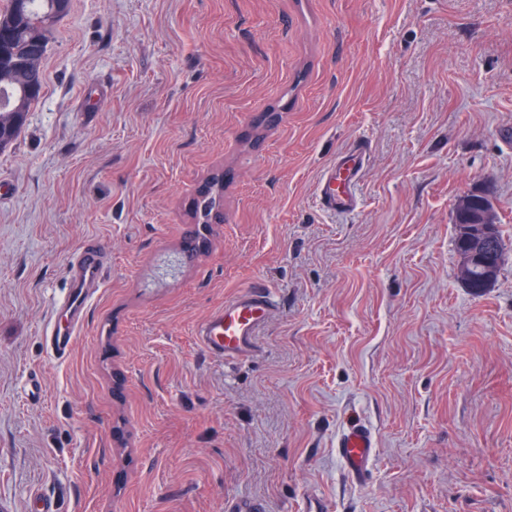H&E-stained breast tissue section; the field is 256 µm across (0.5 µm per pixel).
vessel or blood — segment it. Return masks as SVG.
<instances>
[{"instance_id":"vessel-or-blood-1","label":"vessel or blood","mask_w":512,"mask_h":512,"mask_svg":"<svg viewBox=\"0 0 512 512\" xmlns=\"http://www.w3.org/2000/svg\"><path fill=\"white\" fill-rule=\"evenodd\" d=\"M365 156V145L354 143L325 170L318 185V198L324 210L336 214L354 206L355 186ZM104 261L105 252L95 243L83 246L73 257L67 272L69 289L61 302L66 324L53 326L44 338L53 357L64 358L72 350L89 306L103 284ZM274 310L268 292L245 289L201 322L197 330L199 343L208 353L227 359L249 356L256 351L259 332ZM336 448L349 473L364 478L374 454L372 430L362 422H351L341 433Z\"/></svg>"}]
</instances>
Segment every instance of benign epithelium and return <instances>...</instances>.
Returning <instances> with one entry per match:
<instances>
[{"label": "benign epithelium", "mask_w": 512, "mask_h": 512, "mask_svg": "<svg viewBox=\"0 0 512 512\" xmlns=\"http://www.w3.org/2000/svg\"><path fill=\"white\" fill-rule=\"evenodd\" d=\"M456 252L460 276L470 290L480 293L499 275L503 244L497 236V205L486 190H472L455 206Z\"/></svg>", "instance_id": "benign-epithelium-1"}]
</instances>
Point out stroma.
<instances>
[{
    "mask_svg": "<svg viewBox=\"0 0 512 512\" xmlns=\"http://www.w3.org/2000/svg\"><path fill=\"white\" fill-rule=\"evenodd\" d=\"M48 39L0 152V512H512V0H71ZM357 141L358 206L326 212ZM219 171L209 248L156 283ZM480 186L505 256L476 294L454 204ZM92 239L103 286L56 360ZM256 284L258 351L204 352ZM354 419L362 481L336 454ZM365 156V145L356 142L325 170L318 185V198L324 210L344 213L354 206L357 199L355 186ZM104 261L105 251L95 242L83 246L73 257L67 272L69 289L61 302L66 325L53 326L44 337L53 357L62 359L72 350L89 306L102 287ZM336 448L349 473L363 479L374 454L372 430L360 420L351 422L338 438Z\"/></svg>",
    "mask_w": 512,
    "mask_h": 512,
    "instance_id": "stroma-1",
    "label": "stroma"
}]
</instances>
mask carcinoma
I'll use <instances>...</instances> for the list:
<instances>
[{
    "instance_id": "1",
    "label": "carcinoma",
    "mask_w": 512,
    "mask_h": 512,
    "mask_svg": "<svg viewBox=\"0 0 512 512\" xmlns=\"http://www.w3.org/2000/svg\"><path fill=\"white\" fill-rule=\"evenodd\" d=\"M50 0H8L6 9L0 12V30L5 32L3 40L9 44L31 45L46 54L48 32L54 25L49 9ZM44 77L40 69L18 72L4 61H0V101H8L12 111L0 112V151L11 145L24 126L25 117L38 96L29 93L32 85L43 86ZM223 190L213 186L200 191L194 201L193 220L197 224H208L213 212L221 207Z\"/></svg>"
}]
</instances>
